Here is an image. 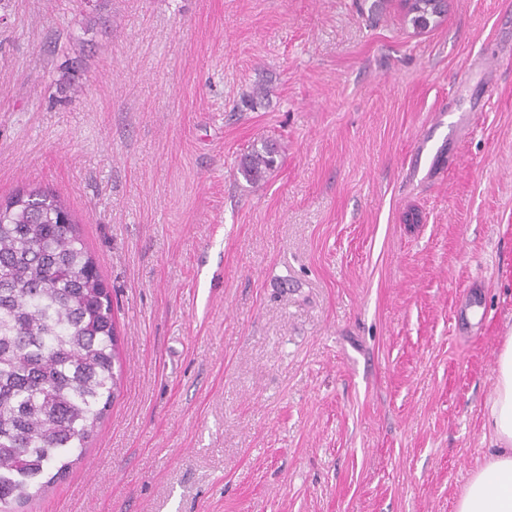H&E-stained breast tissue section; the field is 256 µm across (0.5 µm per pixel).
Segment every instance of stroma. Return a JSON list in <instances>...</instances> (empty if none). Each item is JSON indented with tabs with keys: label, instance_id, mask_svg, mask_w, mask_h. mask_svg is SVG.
Wrapping results in <instances>:
<instances>
[{
	"label": "stroma",
	"instance_id": "35a3bbf8",
	"mask_svg": "<svg viewBox=\"0 0 512 512\" xmlns=\"http://www.w3.org/2000/svg\"><path fill=\"white\" fill-rule=\"evenodd\" d=\"M34 187L123 374L25 512H455L512 333V0L421 33L400 0H8L0 198ZM276 156L275 149L267 141H263L260 147L253 145L241 160L239 173L246 181L256 183L275 168Z\"/></svg>",
	"mask_w": 512,
	"mask_h": 512
}]
</instances>
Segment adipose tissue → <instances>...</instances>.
<instances>
[{"instance_id":"obj_1","label":"adipose tissue","mask_w":512,"mask_h":512,"mask_svg":"<svg viewBox=\"0 0 512 512\" xmlns=\"http://www.w3.org/2000/svg\"><path fill=\"white\" fill-rule=\"evenodd\" d=\"M494 375L483 423L492 449L473 469L455 512H512V335L498 348Z\"/></svg>"}]
</instances>
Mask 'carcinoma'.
Instances as JSON below:
<instances>
[{"label": "carcinoma", "mask_w": 512, "mask_h": 512, "mask_svg": "<svg viewBox=\"0 0 512 512\" xmlns=\"http://www.w3.org/2000/svg\"><path fill=\"white\" fill-rule=\"evenodd\" d=\"M431 0L405 12L435 27ZM264 141L240 162L256 183L275 168ZM104 279L61 197L41 188L0 201V512H21L73 465L120 383Z\"/></svg>", "instance_id": "cac0c4a2"}]
</instances>
